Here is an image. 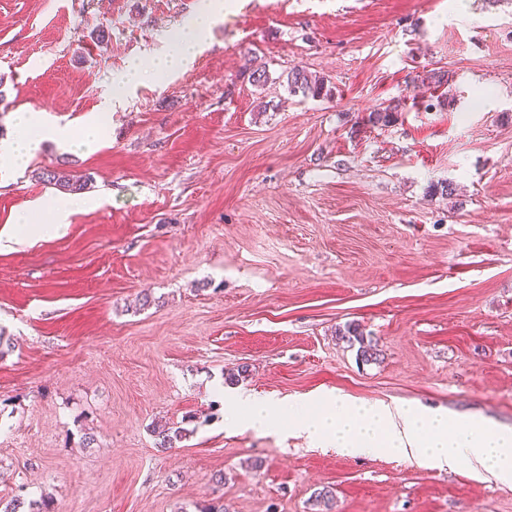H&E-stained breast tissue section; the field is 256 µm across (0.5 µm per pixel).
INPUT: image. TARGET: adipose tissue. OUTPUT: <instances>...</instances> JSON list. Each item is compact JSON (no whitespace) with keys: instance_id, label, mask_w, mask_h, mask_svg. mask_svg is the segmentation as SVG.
Listing matches in <instances>:
<instances>
[{"instance_id":"obj_1","label":"adipose tissue","mask_w":512,"mask_h":512,"mask_svg":"<svg viewBox=\"0 0 512 512\" xmlns=\"http://www.w3.org/2000/svg\"><path fill=\"white\" fill-rule=\"evenodd\" d=\"M224 15V0H202L199 11L185 21L168 40L165 53L156 56L154 69L174 72L191 66L211 25ZM16 126L21 136L6 146L13 167H20L47 138L71 149L91 150L108 134V117L103 112L85 115L78 130L53 124L46 112L30 109L17 113ZM96 200H63L49 210L47 219L31 221L18 215L12 236L23 243L36 237L58 234L68 224L75 208H97ZM233 417L238 428L261 430L272 426L280 405L239 395ZM316 411L310 416L289 418L288 427L305 436L313 447L333 448L355 457L387 451L404 462L439 470H456L467 462L477 479L512 486V429L500 428L477 414H457L445 410L390 406L358 400L342 394L313 399Z\"/></svg>"}]
</instances>
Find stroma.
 Wrapping results in <instances>:
<instances>
[{
  "label": "stroma",
  "instance_id": "1",
  "mask_svg": "<svg viewBox=\"0 0 512 512\" xmlns=\"http://www.w3.org/2000/svg\"><path fill=\"white\" fill-rule=\"evenodd\" d=\"M200 6L0 0V144L25 109L78 127ZM296 66L330 96L289 89ZM391 103L392 124L370 122ZM55 168L100 205L0 247V499L512 512V487L464 467L228 424L244 366L241 387L275 401L335 391L512 428V0H239L191 68L127 93L95 151L46 140L0 169V233L61 199ZM350 324L376 361L339 336ZM45 175L46 181L49 184L57 186L60 190H64L63 192L75 193L81 191L85 188L86 183L81 179H75L71 177L70 174H67L63 171L57 169H48L43 173V177Z\"/></svg>",
  "mask_w": 512,
  "mask_h": 512
}]
</instances>
